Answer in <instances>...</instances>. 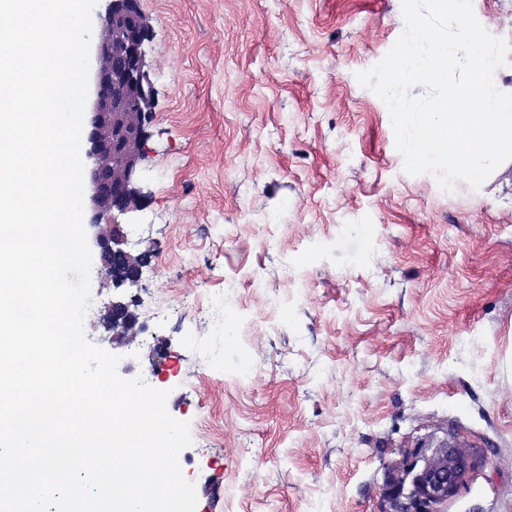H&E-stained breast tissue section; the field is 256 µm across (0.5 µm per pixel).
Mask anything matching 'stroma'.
I'll use <instances>...</instances> for the list:
<instances>
[{"instance_id": "obj_1", "label": "stroma", "mask_w": 512, "mask_h": 512, "mask_svg": "<svg viewBox=\"0 0 512 512\" xmlns=\"http://www.w3.org/2000/svg\"><path fill=\"white\" fill-rule=\"evenodd\" d=\"M140 5L145 199L113 220L153 254L144 330L115 343L95 271L85 331L188 422L196 512H372L382 463L447 427L489 458L453 512H512V163L451 193L405 172L355 78L401 35V0ZM473 7L512 40V0ZM214 291L237 325L207 309Z\"/></svg>"}]
</instances>
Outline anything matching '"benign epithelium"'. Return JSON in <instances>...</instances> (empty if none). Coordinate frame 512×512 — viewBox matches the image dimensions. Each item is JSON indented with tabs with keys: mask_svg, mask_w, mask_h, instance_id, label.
Returning <instances> with one entry per match:
<instances>
[{
	"mask_svg": "<svg viewBox=\"0 0 512 512\" xmlns=\"http://www.w3.org/2000/svg\"><path fill=\"white\" fill-rule=\"evenodd\" d=\"M107 2L95 45V97L87 119V154L93 160L87 173L88 203L103 268L124 269L122 277L112 280L119 288L136 286L142 277L144 259L122 248L120 225L112 223V214L140 208L135 181L145 156L154 86L145 50L150 28L140 0ZM102 321L118 339L137 325L136 315L121 300L105 307ZM487 464L482 449L461 441L452 428L440 436L418 437L382 464L373 512H448Z\"/></svg>",
	"mask_w": 512,
	"mask_h": 512,
	"instance_id": "7a95c632",
	"label": "benign epithelium"
}]
</instances>
